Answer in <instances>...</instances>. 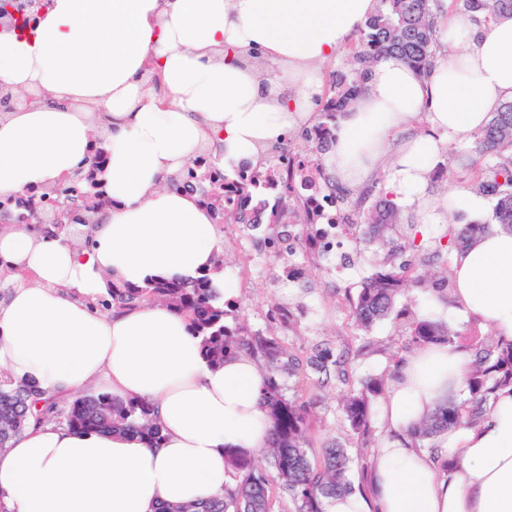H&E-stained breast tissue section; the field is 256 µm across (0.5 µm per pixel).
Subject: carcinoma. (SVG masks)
Listing matches in <instances>:
<instances>
[{
	"label": "carcinoma",
	"mask_w": 512,
	"mask_h": 512,
	"mask_svg": "<svg viewBox=\"0 0 512 512\" xmlns=\"http://www.w3.org/2000/svg\"><path fill=\"white\" fill-rule=\"evenodd\" d=\"M452 11L461 16L483 14L489 20L512 18V0H449ZM439 0H378L375 12L361 29L359 48L348 57V71L338 72L335 80L319 100V121L305 130L304 138L310 148L301 153L310 166L301 177L325 189V197L333 200L342 190L333 186L321 161L312 151H321L317 138L332 139L336 133L339 113L367 90V75L371 65L386 56L397 57L421 73L438 59L441 47V28L438 15ZM458 166L472 174L469 187L495 199L494 223L512 232V101L502 103L487 126L478 134L472 150L457 155ZM288 155L280 154L272 168L280 179V189L273 201L265 198L264 189L257 184L246 186L239 204L224 203L218 190L207 195L205 204L219 224H244L245 214L262 210L266 223L275 237L288 241V227L300 228L298 239L308 241L312 234L313 216L302 203L290 194L288 184ZM102 163L70 175L93 186ZM349 223L358 239L376 245L382 259L375 271L361 284L351 304L355 324L365 330L374 323L390 319L408 336V346L419 349L434 343L457 346L459 334L447 323L415 317L406 308L396 309V301L408 286L404 273L406 264L399 261L402 246L394 232L399 212L386 196L376 195L372 188L356 191L354 209ZM490 228L488 224H466L449 234L448 245L457 249L476 234ZM157 299L174 305L189 321L194 335L202 339V355L221 363L224 357L248 353L264 362L266 384L263 403L271 420V433L266 457L269 469L254 465L248 455L234 449L225 452L226 466L234 483L224 493L192 505L164 502L159 512H274L272 487L291 504L290 512H326L328 501L341 494L353 492L348 477L351 459L343 446L326 448L318 464L308 456L310 419L306 402L288 399L284 393L281 374L292 370V360L273 337L251 332L237 322H228L238 308V301H226L220 306L210 288L209 275L191 282L155 283L148 288L115 287L101 306L130 307L143 300ZM472 362L466 375L467 397L446 400L414 432L421 448L435 447L442 433L460 426L479 424L490 411L497 390L512 387V342L504 343L486 336L467 347ZM383 392L381 381L370 378L362 381L341 398V413L351 431L361 443L372 438L371 415L375 401ZM39 390L11 380L0 381V450L8 447L11 438L25 426L30 402L38 401ZM50 417L64 421L79 431H128L139 435L150 446L164 438L152 416L151 408L137 399L118 402L107 392H89L76 398L64 408L52 406Z\"/></svg>",
	"instance_id": "1"
}]
</instances>
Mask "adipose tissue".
<instances>
[{
	"label": "adipose tissue",
	"mask_w": 512,
	"mask_h": 512,
	"mask_svg": "<svg viewBox=\"0 0 512 512\" xmlns=\"http://www.w3.org/2000/svg\"><path fill=\"white\" fill-rule=\"evenodd\" d=\"M376 0H51L37 22L0 30V86L35 96L0 113V195L48 187L107 154L112 209L90 240L63 243L0 229L15 270L0 302V373L46 397L101 388L146 401L160 447L77 431L31 410L0 452V512H157L196 504L230 481L224 453L266 447L264 373L240 353L215 365L169 305L144 301L101 313L112 284L144 287L211 269L224 239L197 196L167 188L200 153L219 167L259 163L284 133L315 124L322 69ZM446 56L424 74L387 56L336 123L321 162L337 188L390 194L429 234L462 212L483 216L486 195L453 190L440 202L429 174L447 145L470 143L512 100V18L446 20ZM158 70L164 87L147 84ZM454 309L419 299L416 315L456 312L512 341V233L498 228L455 251ZM468 357L445 345L409 354L379 410L389 431L372 465V492L333 498L328 512H512V390L488 418L449 430L437 450L411 431L451 393ZM451 461L440 471L441 461Z\"/></svg>",
	"instance_id": "ef3b65f1"
}]
</instances>
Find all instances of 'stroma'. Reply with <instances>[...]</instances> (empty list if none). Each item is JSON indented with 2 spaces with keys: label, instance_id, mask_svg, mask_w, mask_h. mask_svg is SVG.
I'll return each instance as SVG.
<instances>
[{
  "label": "stroma",
  "instance_id": "obj_1",
  "mask_svg": "<svg viewBox=\"0 0 512 512\" xmlns=\"http://www.w3.org/2000/svg\"><path fill=\"white\" fill-rule=\"evenodd\" d=\"M222 230L224 276L237 288L238 322L251 330H273L294 360L293 372L283 374L282 381L289 395L299 396L309 404L311 460H319L324 448L343 444L353 460V487L367 492L373 451L361 447L344 422L340 399L362 378L373 376L390 381L393 364L406 353V338L392 321L375 323L365 331L356 328L349 316L351 302L372 272L374 246L358 243L357 259L350 264L328 256L307 261L301 253H294L300 275L286 284L282 281L281 257L268 250L254 251L239 225L226 224ZM278 303L293 312L296 324L292 329L273 328L269 313ZM318 350L342 357L344 372L339 375L328 371L322 385L315 387L309 382L312 372L306 360Z\"/></svg>",
  "mask_w": 512,
  "mask_h": 512
}]
</instances>
